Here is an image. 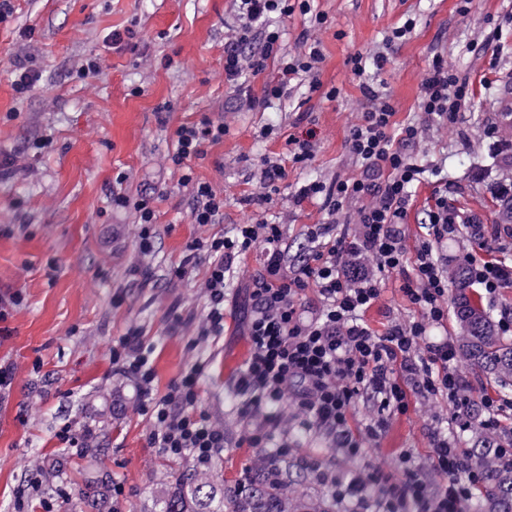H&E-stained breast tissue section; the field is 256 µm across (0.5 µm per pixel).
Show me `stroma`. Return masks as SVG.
<instances>
[{
  "label": "stroma",
  "mask_w": 512,
  "mask_h": 512,
  "mask_svg": "<svg viewBox=\"0 0 512 512\" xmlns=\"http://www.w3.org/2000/svg\"><path fill=\"white\" fill-rule=\"evenodd\" d=\"M331 26L321 32L323 88L342 87V98L290 91L284 108L237 111L224 82V28L235 24L234 0H15L13 15L0 23V154L17 157L10 177L0 180V293L22 292L12 310L9 336L0 339V362L16 377L0 396V512H42L51 498L57 512H158L161 492L194 469L191 458L169 459L148 444L150 424L129 406L136 386L112 372L114 340L139 326L154 349L155 395L190 365H199L198 408L224 423L226 445L208 466L214 478L235 485L257 475V449L240 444L241 401L234 383L249 352L242 323L248 281L228 290L224 333L191 348L190 329H173V313L201 314L192 292L204 274L197 266L168 281L187 243L231 231L236 224L277 221L293 256L309 248L307 231L327 222L320 204L294 205L303 183L328 182L357 169L345 149L347 126L359 96L346 64L359 51L382 46L405 13L418 28L393 55L383 80L398 103L397 124L419 122L420 84L434 54H447L473 84L474 98L461 123L448 132L427 131L411 153L447 174L448 201L484 223H501V203L490 184L512 182V160L490 159L483 128L512 139V0H475L460 12V0H315ZM133 29L137 50L113 46L112 32ZM27 45L42 77L29 98L17 101L9 68L19 45ZM93 56L101 74L77 76ZM174 66H167V59ZM170 111H160L162 103ZM304 120H297L295 107ZM223 122L219 144L191 160L195 177L224 194V220L201 227L190 221L192 191L167 160L174 132L202 116ZM311 138L314 155L293 162L288 137ZM49 138L46 148L35 140ZM285 170L273 202L243 205L257 193L261 158ZM127 180L116 185L118 173ZM151 187L159 239L155 254L142 255L134 209L113 210V190L129 197ZM151 269L152 283L133 287V267ZM401 279H385L381 297L367 313L375 330L389 317L408 318ZM444 399L411 397L407 413L394 416L369 457H347L330 438L301 421L287 431L270 427L272 443L288 440L293 455L280 462L305 493L330 497L319 480L330 469L349 479L369 464L396 471L401 449L418 461L430 450L433 417L448 418ZM88 432L81 449L65 448L56 433L63 425ZM124 495L113 502L112 487Z\"/></svg>",
  "instance_id": "stroma-1"
}]
</instances>
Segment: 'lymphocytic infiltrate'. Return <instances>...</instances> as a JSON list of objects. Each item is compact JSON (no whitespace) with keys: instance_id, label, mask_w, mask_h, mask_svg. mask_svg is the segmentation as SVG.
<instances>
[{"instance_id":"obj_1","label":"lymphocytic infiltrate","mask_w":512,"mask_h":512,"mask_svg":"<svg viewBox=\"0 0 512 512\" xmlns=\"http://www.w3.org/2000/svg\"><path fill=\"white\" fill-rule=\"evenodd\" d=\"M237 20L224 38V80L248 108L284 100L292 82H307L309 91H325L327 99L343 95L342 88L323 90L319 79L324 54L318 32L331 25L326 13L314 10L312 0H235ZM307 16L310 33L297 38L296 48L283 50L278 19ZM418 20L408 15L385 36L384 49L358 52L348 63L358 79L360 98L348 126L346 148L360 169L359 175L340 176L324 183L302 184L294 203L321 200L329 222L315 225L308 238L312 247L297 262H289L284 231L279 224H237L230 233L197 239L188 244L189 260L169 270L170 279L189 273L190 260L206 265L204 278L194 290L204 300V314L196 326L193 344L224 332V304L231 279L239 275L241 257L256 251L259 267L250 277L251 290L244 318L250 352L235 379L243 402L239 414L248 422L241 443L264 447L267 433L258 418L269 407H279V422L296 413L305 425L330 437L353 457L386 432L391 418L406 413L410 395L424 399L447 398L452 411L446 425L431 435L429 461L442 477L426 481L410 450L399 454L397 473L373 465L359 479L328 477L333 497L355 503L362 512H462L472 499L481 476L457 442L456 430L469 426L460 397L466 383L457 365L453 341H427L431 328L448 319V260L438 246L467 226L468 241L481 250L512 245V225L486 227L476 215L461 216L439 190L432 204L421 210L425 234L415 251H408L404 230L414 191L423 182L425 168L407 148L419 140L420 127H396V101L378 77L391 62V51L414 33ZM278 62L277 81L253 94L249 78L263 74ZM474 96L469 79L460 77L447 56L434 55L420 90V109L432 125L447 129L458 124ZM224 137L223 124L209 117L179 126L169 162L181 168L183 185L191 186L192 223L204 226L224 217V194L207 181L187 172L188 161L204 156L207 145ZM153 193L137 199L116 193L113 209L134 208L139 214L136 233L139 250L155 252L158 231ZM474 284L487 294L512 286V263L468 255ZM402 279L401 291L413 306L411 319L391 318L384 331L372 329L364 316L378 301L387 274ZM314 296L319 307L305 316L303 301ZM139 328H128L112 346V369L133 382L138 397L133 415L149 420L150 447L171 459L191 456L206 469L224 449V425L198 412V371L189 369L173 380L163 396H155L151 356ZM370 396L374 412L361 420V436H354L350 420L360 398Z\"/></svg>"}]
</instances>
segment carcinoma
Returning <instances> with one entry per match:
<instances>
[{"label":"carcinoma","mask_w":512,"mask_h":512,"mask_svg":"<svg viewBox=\"0 0 512 512\" xmlns=\"http://www.w3.org/2000/svg\"><path fill=\"white\" fill-rule=\"evenodd\" d=\"M459 356L475 373L500 386L512 387V339L502 336L491 309L475 296L467 264L460 260L448 269ZM495 433L477 427L468 455L484 479L469 512H512V463L499 457ZM159 512H336V502L311 499L292 488L282 493L258 476L228 489L206 473H182L175 489L160 500Z\"/></svg>","instance_id":"cac0c4a2"}]
</instances>
